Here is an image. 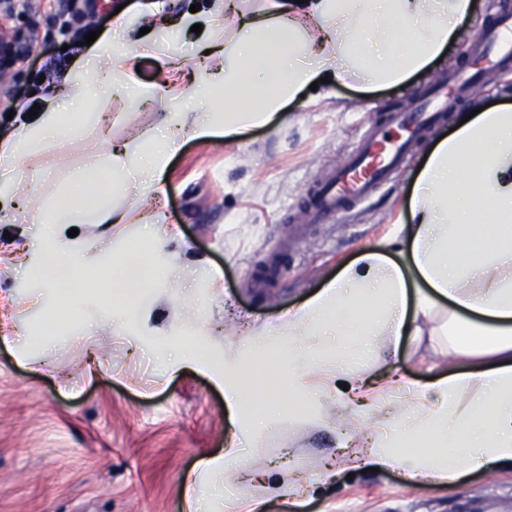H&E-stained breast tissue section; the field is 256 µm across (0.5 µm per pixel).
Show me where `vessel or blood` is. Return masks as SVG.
<instances>
[{
  "mask_svg": "<svg viewBox=\"0 0 512 512\" xmlns=\"http://www.w3.org/2000/svg\"><path fill=\"white\" fill-rule=\"evenodd\" d=\"M475 51L493 58L498 64L512 62V18L504 20L497 28L481 31L476 38ZM473 82V77L452 74L449 80L438 83L429 103L419 104L414 113L396 116V123L406 126L411 133H418L447 111V86H455L459 93L465 94ZM405 151V143L390 141L383 134H368L347 165L325 176L315 203L317 214L333 219L345 211L349 201L366 199L382 178L396 171Z\"/></svg>",
  "mask_w": 512,
  "mask_h": 512,
  "instance_id": "vessel-or-blood-1",
  "label": "vessel or blood"
}]
</instances>
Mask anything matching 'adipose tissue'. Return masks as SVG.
<instances>
[{
	"instance_id": "ef3b65f1",
	"label": "adipose tissue",
	"mask_w": 512,
	"mask_h": 512,
	"mask_svg": "<svg viewBox=\"0 0 512 512\" xmlns=\"http://www.w3.org/2000/svg\"><path fill=\"white\" fill-rule=\"evenodd\" d=\"M242 2L213 0L206 22L224 41L190 84H171V106L154 130L119 142L97 134L99 154L68 169L61 200L22 198V209L46 230L39 252L45 272L72 274L53 315L69 318L86 286L77 276L83 244L60 238L63 226L120 234L136 224L150 237H176L159 197L180 147L177 131L199 140L245 134L270 124L325 77L335 84L355 78L368 89L403 84L452 48L476 7L475 0H264L260 10L247 11ZM162 8L161 0H144L138 12L120 10L111 28L83 47L77 68L102 66L115 96L153 99L155 85L135 81L129 63L147 51L163 62L172 56L131 33ZM95 94L93 83H62L35 119H17L0 138V224L17 220L12 201L24 162L48 156L65 167L78 119L95 106ZM135 173L141 181L133 199L115 202ZM28 178L41 181V168L32 164ZM488 215L492 224L472 242L467 226ZM402 231L409 246L403 261L365 249L301 306L246 331L227 352L224 398L239 415L253 405L255 387L237 363L272 349L285 352L291 387L303 388L309 376L326 371L363 385L408 335L429 367L445 358L453 371L416 391L395 415L357 428L356 438L367 445L350 461L402 472L412 484L448 486L473 472L512 469V107L484 110L434 145ZM155 267L147 254L124 269L101 267L113 290L86 309L88 327L127 332L139 319L134 308L149 295ZM421 439L428 449H414Z\"/></svg>"
}]
</instances>
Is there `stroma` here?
Returning a JSON list of instances; mask_svg holds the SVG:
<instances>
[{
    "label": "stroma",
    "mask_w": 512,
    "mask_h": 512,
    "mask_svg": "<svg viewBox=\"0 0 512 512\" xmlns=\"http://www.w3.org/2000/svg\"><path fill=\"white\" fill-rule=\"evenodd\" d=\"M125 0H0V37L18 38V59L0 71V134L9 111L24 110L72 78V58L89 33L110 26ZM472 21L443 60L407 83L367 90L347 82L330 95L308 91L265 127L209 142L186 137L164 177L161 198L178 239L142 237L137 226L99 237L82 277L139 251L160 253L153 305L124 336H88L80 322L61 329L55 345L45 306L28 299L41 280L19 256L41 232L28 214L0 235V512H186L183 482L201 459L223 455L237 439L246 469L269 463L307 486L297 503L266 499L263 512H512V471L474 473L453 487L408 484L393 471L337 469L340 433L408 400L435 380L403 337L378 377V399L353 404L342 387L302 399L288 386V364L276 352L241 367L267 389L259 410L279 417L255 428L231 415L224 399L225 351L250 326L276 322L336 278L366 248L398 257L414 183L438 139L479 108L512 102V69L475 55L473 39L512 14L507 0H476ZM155 37L175 55L200 63L205 34L156 20ZM473 73V90L456 97L436 126L411 140L409 163L375 194L350 206L341 221L314 224L308 203L322 175L343 165L369 129L392 132L390 116L408 112L437 77ZM166 93L133 104L105 95L115 118L111 135L138 137L168 108ZM202 309L205 333L184 346V363L160 373L157 358L176 344L181 312Z\"/></svg>",
    "instance_id": "35a3bbf8"
}]
</instances>
